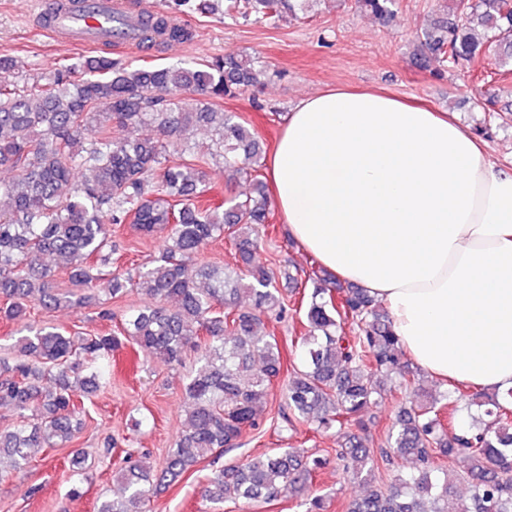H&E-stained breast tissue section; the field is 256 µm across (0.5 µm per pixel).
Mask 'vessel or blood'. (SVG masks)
<instances>
[{
	"instance_id": "1",
	"label": "vessel or blood",
	"mask_w": 512,
	"mask_h": 512,
	"mask_svg": "<svg viewBox=\"0 0 512 512\" xmlns=\"http://www.w3.org/2000/svg\"><path fill=\"white\" fill-rule=\"evenodd\" d=\"M157 12L154 0H38L36 25L70 47L138 48V20Z\"/></svg>"
}]
</instances>
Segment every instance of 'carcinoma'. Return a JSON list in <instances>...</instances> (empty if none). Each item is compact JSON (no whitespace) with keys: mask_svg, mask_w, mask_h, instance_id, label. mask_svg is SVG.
<instances>
[{"mask_svg":"<svg viewBox=\"0 0 512 512\" xmlns=\"http://www.w3.org/2000/svg\"><path fill=\"white\" fill-rule=\"evenodd\" d=\"M310 0H224V14L257 19L298 18ZM397 0H351L352 7L388 22ZM449 13L418 38L416 61L481 67L492 61L512 66V0H449ZM145 32L181 40L185 31L160 19ZM277 72L234 52L197 62L129 67L109 54L81 60L31 86L0 83V167L17 172L0 181V316L17 320L26 303L45 309L69 301L56 289L45 258L66 264L70 283L96 288L94 267L110 263L111 227L134 224L151 234L167 231L155 265L127 277L116 274L104 291L122 296L130 288L155 300L122 320L119 334L65 335L54 327H30L16 338L13 361L0 362V405H11L22 421L0 430V473L28 467L36 448H66L72 418L83 411L75 387H100L107 362L133 343L169 364L197 354L198 367L185 386L190 406L174 448L161 466L137 460L126 466L119 499H105L97 512H146L157 489L209 457H219L259 427L282 363L276 337L261 330V316L280 319L287 305L274 272L265 267L217 271L197 262L216 238L234 245L250 262L261 235L269 233L266 184L256 172L264 149L259 137L220 101L262 85ZM151 119L156 138L141 140L136 128ZM127 129L109 136V126ZM197 124L213 126L216 140L191 164L167 159L168 144ZM221 157L224 168L251 176L253 192L229 206L205 205L209 186L203 168ZM310 288L304 312L307 332L298 337L300 366L285 384L291 419L330 429L355 426L336 451L347 477L366 487L346 512H512V390L473 392L477 407L459 434L454 413L421 393L419 373L405 359L386 312L363 289L343 285L326 270L303 271ZM251 304L241 306L242 297ZM353 326L351 333L345 325ZM398 376L402 396L387 430V448L411 464L389 484L376 485L370 448L361 435L363 417L382 388L374 373ZM464 456L470 466L460 480L463 498L452 491V474L433 465ZM322 460L295 448H278L221 467L200 486L202 500L268 503L299 495L321 470ZM71 494H81L85 457L69 461Z\"/></svg>","mask_w":512,"mask_h":512,"instance_id":"obj_1","label":"carcinoma"}]
</instances>
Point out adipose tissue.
Instances as JSON below:
<instances>
[{"label":"adipose tissue","instance_id":"obj_1","mask_svg":"<svg viewBox=\"0 0 512 512\" xmlns=\"http://www.w3.org/2000/svg\"><path fill=\"white\" fill-rule=\"evenodd\" d=\"M270 176L291 237L387 308L420 368L512 389V170L477 136L336 87L290 112Z\"/></svg>","mask_w":512,"mask_h":512}]
</instances>
